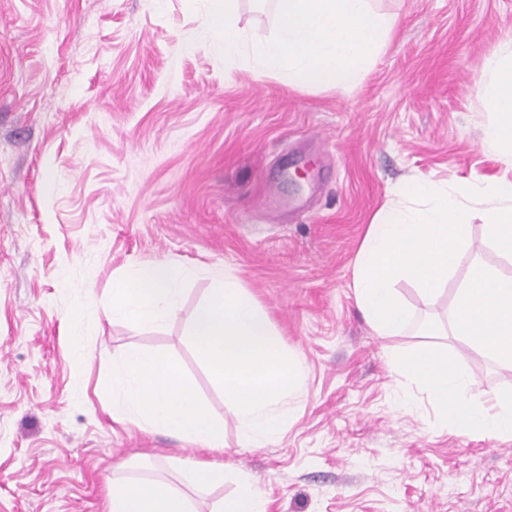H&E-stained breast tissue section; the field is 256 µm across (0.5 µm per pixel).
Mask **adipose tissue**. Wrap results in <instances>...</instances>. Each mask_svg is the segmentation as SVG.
<instances>
[{
	"mask_svg": "<svg viewBox=\"0 0 512 512\" xmlns=\"http://www.w3.org/2000/svg\"><path fill=\"white\" fill-rule=\"evenodd\" d=\"M476 86L490 115L482 145L512 168V40L500 53L484 59ZM188 274L186 267L175 262L140 264L113 279L106 312L112 319L135 325L162 322L178 306L180 286ZM448 334L512 368V275L473 262L456 292ZM391 363L422 382L441 424L512 439V393L494 394L489 401L471 395L455 363L432 346L393 354ZM107 385L114 421L185 436L210 451L223 447V424L210 416L179 365L168 356L126 349L113 361ZM107 512H196V508L189 494L162 480L127 478L113 483Z\"/></svg>",
	"mask_w": 512,
	"mask_h": 512,
	"instance_id": "1",
	"label": "adipose tissue"
}]
</instances>
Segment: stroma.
Wrapping results in <instances>:
<instances>
[{"mask_svg":"<svg viewBox=\"0 0 512 512\" xmlns=\"http://www.w3.org/2000/svg\"><path fill=\"white\" fill-rule=\"evenodd\" d=\"M370 6L395 26L341 93L225 57L209 0H0V512H106L130 463L183 489L188 458L227 472L198 512L241 471L268 512H512V440L436 427L424 388L390 365L447 348L473 395L512 390V369L425 328L446 324L473 259L512 274V258L473 220L434 299L399 284L417 318L400 336L377 335L352 288L395 183L507 175L481 145L475 83L512 37V0ZM238 26L255 52L277 31L272 6L243 0ZM150 260L188 268L180 306L159 325L108 318L113 278ZM217 269L306 368L261 448L241 447L189 336ZM130 346L179 363L223 421V450L113 421L104 381Z\"/></svg>","mask_w":512,"mask_h":512,"instance_id":"obj_1","label":"stroma"}]
</instances>
